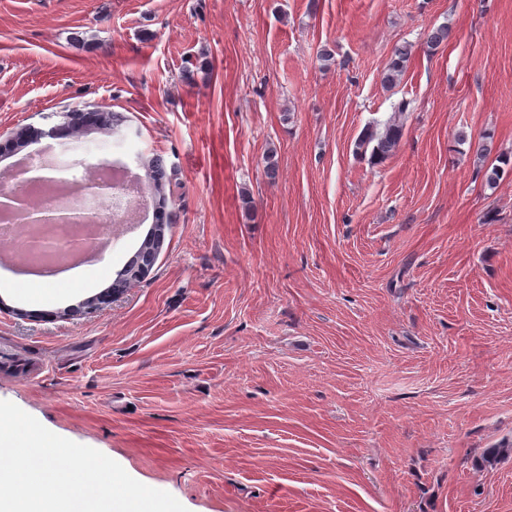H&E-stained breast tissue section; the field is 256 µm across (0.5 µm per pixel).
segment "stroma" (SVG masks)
Instances as JSON below:
<instances>
[{
  "label": "stroma",
  "instance_id": "stroma-1",
  "mask_svg": "<svg viewBox=\"0 0 512 512\" xmlns=\"http://www.w3.org/2000/svg\"><path fill=\"white\" fill-rule=\"evenodd\" d=\"M76 107L126 120L29 150L161 158L166 206L95 287L0 262V400L187 512H512V458L475 464L512 439V169L486 187L470 146L512 157V0H0V181ZM159 222L150 272L85 309ZM412 55L411 44H401L395 46L392 51L389 63L384 71L383 82L392 86L400 81L407 69V63ZM402 136V127L397 124H388L384 131H378L376 128L366 130L359 140V147L362 148L373 142L372 155L376 159H385L392 155L399 145ZM27 279L46 292H57L62 286L74 289L91 288L94 284L91 272L84 268H75L58 274L30 275Z\"/></svg>",
  "mask_w": 512,
  "mask_h": 512
}]
</instances>
